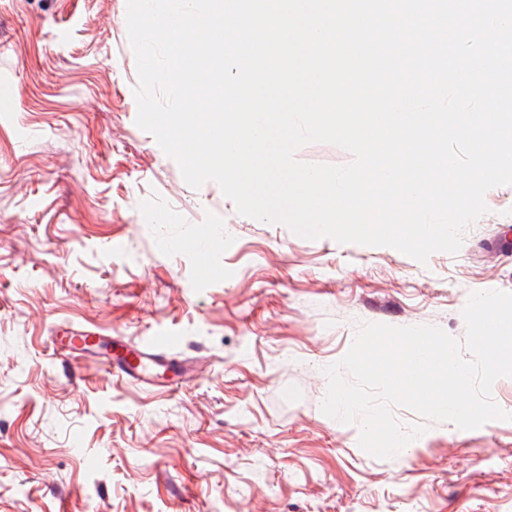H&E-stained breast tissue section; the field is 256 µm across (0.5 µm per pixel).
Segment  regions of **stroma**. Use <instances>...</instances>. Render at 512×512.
<instances>
[{"label":"stroma","instance_id":"1","mask_svg":"<svg viewBox=\"0 0 512 512\" xmlns=\"http://www.w3.org/2000/svg\"><path fill=\"white\" fill-rule=\"evenodd\" d=\"M127 0H0V512H512V421L393 407L378 459L325 415L364 324L466 338L512 292V185L458 254L307 240L190 187L136 124ZM177 337L174 389L111 374L59 330Z\"/></svg>","mask_w":512,"mask_h":512}]
</instances>
